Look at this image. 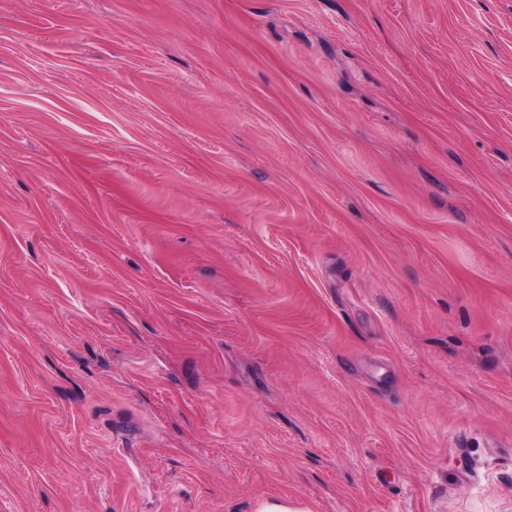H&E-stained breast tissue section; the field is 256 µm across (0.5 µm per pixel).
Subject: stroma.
Listing matches in <instances>:
<instances>
[{"mask_svg":"<svg viewBox=\"0 0 512 512\" xmlns=\"http://www.w3.org/2000/svg\"><path fill=\"white\" fill-rule=\"evenodd\" d=\"M512 512V0H0V512Z\"/></svg>","mask_w":512,"mask_h":512,"instance_id":"obj_1","label":"stroma"}]
</instances>
